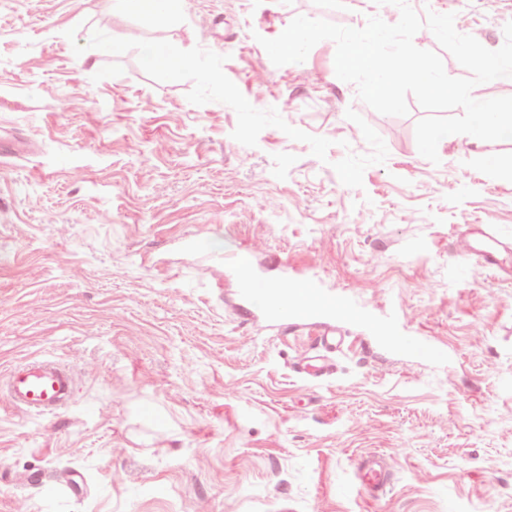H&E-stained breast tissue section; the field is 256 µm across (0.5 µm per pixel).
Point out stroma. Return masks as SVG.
<instances>
[{"mask_svg": "<svg viewBox=\"0 0 512 512\" xmlns=\"http://www.w3.org/2000/svg\"><path fill=\"white\" fill-rule=\"evenodd\" d=\"M496 50L512 0H408ZM304 15L360 28L376 0H185L161 22L112 0H0V376L53 358L56 415L0 397V512H512V265L466 275L468 231L512 244V173L427 112L378 113L324 40L277 66L261 45ZM169 44L196 74L148 66ZM93 55L96 67L80 63ZM66 110H59V100ZM323 275L367 301L332 375L312 339L246 314L236 273ZM396 315L444 351L378 333ZM393 481L355 482L362 455Z\"/></svg>", "mask_w": 512, "mask_h": 512, "instance_id": "1", "label": "stroma"}]
</instances>
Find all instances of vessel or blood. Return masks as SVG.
I'll return each mask as SVG.
<instances>
[{
	"mask_svg": "<svg viewBox=\"0 0 512 512\" xmlns=\"http://www.w3.org/2000/svg\"><path fill=\"white\" fill-rule=\"evenodd\" d=\"M501 241L491 225H483L478 243L467 254V269L473 278L482 277L491 267L498 265L502 255ZM225 268L237 271L240 295L257 309L274 316L276 320L292 322L295 329L313 336L318 349L303 354L296 362L298 372L312 379H320L333 369L331 353L336 352L344 338L334 325L326 323V316L342 315L345 322L354 323L364 319L365 305L352 295L335 292L323 287L319 276L308 277L305 286L311 304L300 309L289 304L287 289L271 288L260 292L256 279L240 273L239 257L224 260ZM389 333L396 348L408 353L439 354V347L427 338L413 334L402 325L389 323ZM74 392V377L70 369L51 359L25 362L14 366L0 380V395L11 407L40 414H58L71 400ZM359 485L364 490H380L388 481L389 467L384 454L370 453L358 463Z\"/></svg>",
	"mask_w": 512,
	"mask_h": 512,
	"instance_id": "obj_1",
	"label": "vessel or blood"
}]
</instances>
